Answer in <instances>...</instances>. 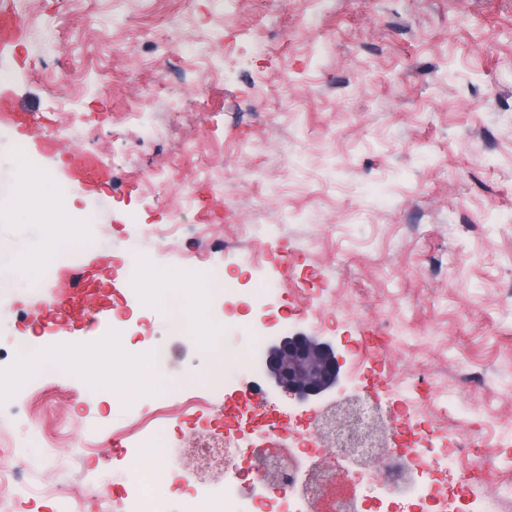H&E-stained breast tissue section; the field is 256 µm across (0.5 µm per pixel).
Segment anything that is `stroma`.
<instances>
[{
  "label": "stroma",
  "mask_w": 512,
  "mask_h": 512,
  "mask_svg": "<svg viewBox=\"0 0 512 512\" xmlns=\"http://www.w3.org/2000/svg\"><path fill=\"white\" fill-rule=\"evenodd\" d=\"M335 2L330 10L323 0H192L188 9L180 0H19L25 37L0 56V80L38 98L33 121L57 137L59 152L29 155L0 127V199L25 204L32 217L0 223V252L38 269L36 300L20 301L24 284L0 294V310L11 313L0 322V350L25 337L34 349L74 351L103 382L116 366L137 376L159 344L170 355L167 380L186 395L201 391L215 351L245 346V319L222 327L213 346L172 327L130 289L127 272L146 260L180 269L189 255L221 273L253 256V282L284 284L271 309L298 307L291 331L341 354L333 399L366 392L379 377L382 403L411 398L440 442L457 424L482 433L500 482H512V300L500 296L512 278V0ZM400 13L414 17V36L396 27ZM176 47L183 68L171 76ZM327 74L346 83L344 98L311 99ZM254 94L259 114H225V101ZM487 120L496 149L485 154L477 135ZM152 125L161 135H148ZM78 149L111 166L113 189L68 185L66 159ZM24 155L66 187L53 216L36 212L16 184ZM419 207L430 222L406 229ZM174 213L182 230L166 247L156 232ZM50 234L70 243L127 312L120 359L96 337L47 334L18 317L52 290L55 262L33 250ZM312 300L342 315L338 330L320 329ZM372 333L381 345L371 370L355 364L350 342ZM14 365L0 359V416L27 482L71 462L49 434L92 443L79 483L50 498L19 491L14 512H69L88 487L97 495L86 512H102L113 491L138 488L132 440L119 431L135 419L155 426L159 391L138 395L132 416L118 399L91 404L94 381L63 364L12 388ZM464 367L483 376L470 400L460 395ZM38 388L48 403L31 401Z\"/></svg>",
  "instance_id": "1"
}]
</instances>
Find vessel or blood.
Masks as SVG:
<instances>
[{
  "instance_id": "obj_1",
  "label": "vessel or blood",
  "mask_w": 512,
  "mask_h": 512,
  "mask_svg": "<svg viewBox=\"0 0 512 512\" xmlns=\"http://www.w3.org/2000/svg\"><path fill=\"white\" fill-rule=\"evenodd\" d=\"M23 33L24 22L17 0H0V55L13 53ZM0 125L17 128L26 141L44 153L51 154L56 150L55 138L39 134L33 125L31 110L12 90L3 86L0 87ZM67 173L73 183L91 189L107 188L112 184L111 167L93 152L72 153L67 161ZM108 308L88 270L65 263L57 273L52 296L39 309V317L50 327L88 333L93 331L97 320Z\"/></svg>"
}]
</instances>
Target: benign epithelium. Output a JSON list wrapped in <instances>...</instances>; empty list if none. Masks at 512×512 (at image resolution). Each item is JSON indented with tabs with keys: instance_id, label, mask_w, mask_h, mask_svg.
<instances>
[{
	"instance_id": "benign-epithelium-1",
	"label": "benign epithelium",
	"mask_w": 512,
	"mask_h": 512,
	"mask_svg": "<svg viewBox=\"0 0 512 512\" xmlns=\"http://www.w3.org/2000/svg\"><path fill=\"white\" fill-rule=\"evenodd\" d=\"M261 367L277 388L301 403L324 396L340 381L341 363L335 348L303 331L270 346Z\"/></svg>"
}]
</instances>
